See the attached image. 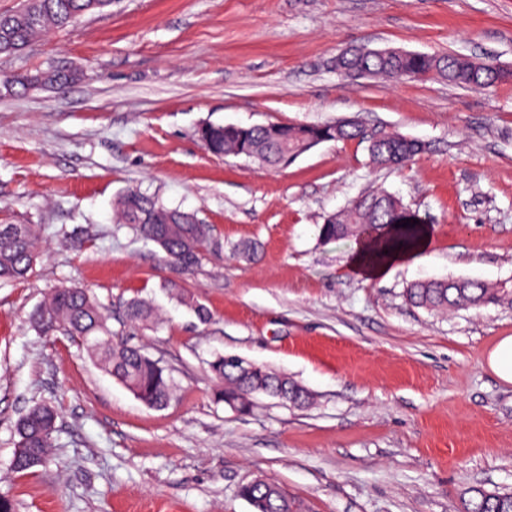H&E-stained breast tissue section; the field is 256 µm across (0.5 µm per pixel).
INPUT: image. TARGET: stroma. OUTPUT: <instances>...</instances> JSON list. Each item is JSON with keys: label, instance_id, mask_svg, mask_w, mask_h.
<instances>
[{"label": "stroma", "instance_id": "35a3bbf8", "mask_svg": "<svg viewBox=\"0 0 512 512\" xmlns=\"http://www.w3.org/2000/svg\"><path fill=\"white\" fill-rule=\"evenodd\" d=\"M512 67V0H112L27 49L0 79L54 67L62 87L0 92V224H37L25 281H0V499L12 512H252L262 476L305 512H461L472 487L512 490V384L486 358L512 336V303L436 314L404 290L421 278L512 284V83L346 79L354 45ZM356 119L424 142L401 170L363 144H321L269 169L210 154L214 123ZM136 188L195 213L224 248L177 276L159 248L113 221ZM395 194L426 250L366 279L356 241L321 242L325 216L364 191ZM261 245L256 260L235 250ZM184 289L208 323L176 302ZM89 289L106 312L138 298L158 321L133 341L172 370L176 398L144 406L63 334L31 322L50 291ZM287 374L314 403H216L214 353ZM57 413L49 461L12 460L15 424Z\"/></svg>", "mask_w": 512, "mask_h": 512}]
</instances>
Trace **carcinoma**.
Returning <instances> with one entry per match:
<instances>
[{
  "mask_svg": "<svg viewBox=\"0 0 512 512\" xmlns=\"http://www.w3.org/2000/svg\"><path fill=\"white\" fill-rule=\"evenodd\" d=\"M112 0H29L21 8L0 15V55L18 53L54 29H64L82 16L100 12ZM337 72L346 77L361 72L368 77L395 79H440L456 86L490 88L512 82V70L465 56H449L407 51L395 55H369L359 49L343 57ZM62 86L74 79L67 69H52L38 75H17L10 91L34 84ZM377 139L355 120L326 124H265L239 126L207 123L196 130L198 139L215 156L245 157L268 167L294 161L316 146L330 141L366 143L370 164L379 168H399L426 151V144L398 131L378 128ZM116 216L121 224L131 225L143 238L154 242L170 267L189 272L206 252L220 248L211 225L200 222L188 212L170 208L137 190L123 192L116 202ZM415 219L402 200L384 190H375L354 200L345 209L326 216L318 227L324 243L350 237L360 238L369 227L383 233L381 244L388 252H412L419 248L423 226H396ZM40 229L36 224H0V280L24 281L33 273L38 256ZM177 292L182 303L193 309L202 323L211 319L209 309L185 293L179 282L165 284ZM512 295L505 286H490L470 279L420 280L407 285L406 300L428 311L480 308L496 305ZM123 328L114 330L109 317L89 291L79 285H62L49 294L33 314V323L44 334L61 332L79 341L90 357L104 367L139 401L154 409L166 408L175 398L170 370L143 348L122 338L128 329L148 323L150 307L140 299L121 305ZM224 354L208 362L210 374L219 382L214 397L236 412L246 413L253 407L257 394L276 398L283 404L305 408L312 402L311 393L292 378L256 363L242 374L224 368ZM56 428V412L47 405L29 409L16 423L17 447L24 448L34 460H12L20 473L46 462ZM246 501L263 504L262 512H298L299 505L275 482L254 478L238 487ZM466 512H512V492L480 488L470 490L464 500Z\"/></svg>",
  "mask_w": 512,
  "mask_h": 512,
  "instance_id": "1",
  "label": "carcinoma"
}]
</instances>
